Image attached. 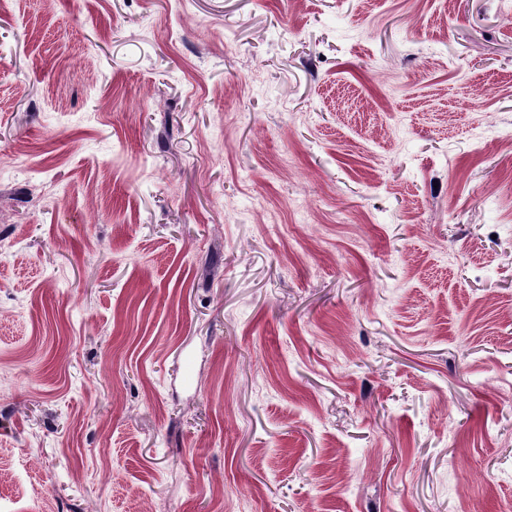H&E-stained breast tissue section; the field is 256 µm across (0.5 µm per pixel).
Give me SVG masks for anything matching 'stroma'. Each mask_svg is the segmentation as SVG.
Returning <instances> with one entry per match:
<instances>
[{"mask_svg": "<svg viewBox=\"0 0 512 512\" xmlns=\"http://www.w3.org/2000/svg\"><path fill=\"white\" fill-rule=\"evenodd\" d=\"M512 0H0V512H512Z\"/></svg>", "mask_w": 512, "mask_h": 512, "instance_id": "35a3bbf8", "label": "stroma"}]
</instances>
